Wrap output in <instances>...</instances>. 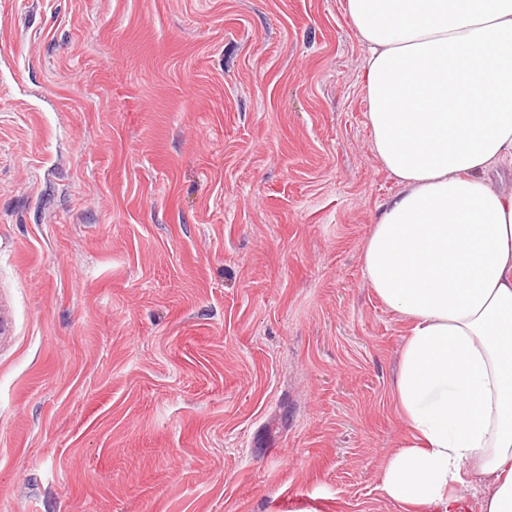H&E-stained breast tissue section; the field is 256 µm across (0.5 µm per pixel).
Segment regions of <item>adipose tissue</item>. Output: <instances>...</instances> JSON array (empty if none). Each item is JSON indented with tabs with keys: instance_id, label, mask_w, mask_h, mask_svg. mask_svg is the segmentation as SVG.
I'll use <instances>...</instances> for the list:
<instances>
[{
	"instance_id": "1",
	"label": "adipose tissue",
	"mask_w": 512,
	"mask_h": 512,
	"mask_svg": "<svg viewBox=\"0 0 512 512\" xmlns=\"http://www.w3.org/2000/svg\"><path fill=\"white\" fill-rule=\"evenodd\" d=\"M372 150L399 187L362 254L407 322L395 398L407 427L382 486L422 512H512V0H346Z\"/></svg>"
}]
</instances>
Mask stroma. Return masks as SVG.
Wrapping results in <instances>:
<instances>
[{
    "label": "stroma",
    "instance_id": "35a3bbf8",
    "mask_svg": "<svg viewBox=\"0 0 512 512\" xmlns=\"http://www.w3.org/2000/svg\"><path fill=\"white\" fill-rule=\"evenodd\" d=\"M346 0H0V512H408Z\"/></svg>",
    "mask_w": 512,
    "mask_h": 512
}]
</instances>
